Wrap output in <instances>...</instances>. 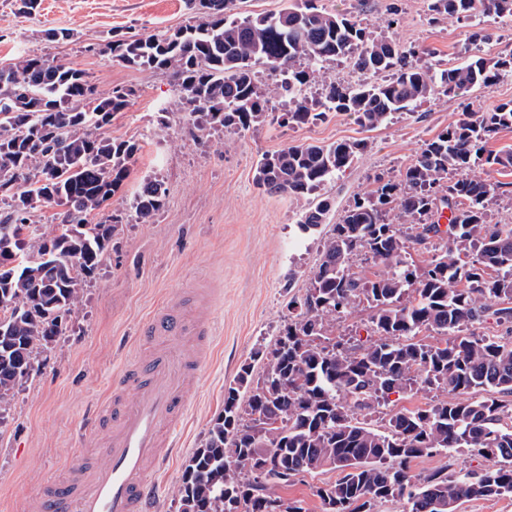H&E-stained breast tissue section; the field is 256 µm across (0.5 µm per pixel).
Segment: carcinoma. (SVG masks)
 Wrapping results in <instances>:
<instances>
[{"label":"carcinoma","mask_w":512,"mask_h":512,"mask_svg":"<svg viewBox=\"0 0 512 512\" xmlns=\"http://www.w3.org/2000/svg\"><path fill=\"white\" fill-rule=\"evenodd\" d=\"M240 0H187L195 22L149 37L113 35L102 53L142 70L167 71L179 90L177 112L158 113L162 128L187 120L206 143L210 131L263 125L271 99L288 100L291 125L347 112L369 132L394 114L437 96L458 97L512 75V53L479 55L488 39L473 25L469 57L450 66L420 62L422 52L355 17L303 0L276 14L244 15ZM432 19L512 17V0H429ZM349 61L363 79L304 88L325 80L327 66ZM268 72L260 84L258 70ZM391 77L381 82L382 73ZM135 91H100L76 67L21 55L0 67V400L25 379L34 354L63 334L83 286L118 230L105 214L130 175L140 145L102 132ZM512 129V101L468 109L425 142L396 178L378 175L322 244L305 295L270 349H258L261 380L243 365L224 390V409L204 445L187 460L177 490L179 512H307L278 495L290 477L324 470L338 478L316 488L322 512H374L403 500L406 512H457L464 501L512 498V225L488 219L502 183L482 177L512 168V152L488 149ZM368 141L304 143L261 154L254 184L306 205L298 224L324 223L330 203L315 194L350 168ZM166 199L162 181L142 182L138 222L150 223ZM58 206L61 232L31 222ZM448 209L449 223H439ZM432 248L423 268L410 250ZM375 268L367 277L353 258ZM368 310L371 339L346 346L332 324ZM493 315L507 336L470 327ZM427 334L433 342L422 339ZM424 408L388 415L381 429L365 417L411 391ZM468 451L492 467L444 465L414 474L421 457Z\"/></svg>","instance_id":"carcinoma-1"}]
</instances>
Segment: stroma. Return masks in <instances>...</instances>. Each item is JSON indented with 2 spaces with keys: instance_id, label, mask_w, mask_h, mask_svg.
<instances>
[{
  "instance_id": "obj_1",
  "label": "stroma",
  "mask_w": 512,
  "mask_h": 512,
  "mask_svg": "<svg viewBox=\"0 0 512 512\" xmlns=\"http://www.w3.org/2000/svg\"><path fill=\"white\" fill-rule=\"evenodd\" d=\"M328 11L370 25L395 20L404 46L435 52L448 64L463 61L468 20L433 21L428 0H320ZM17 0H0V67L27 54L84 70L99 90L130 87L136 95L115 113L109 136L133 139L141 149L130 177L107 209L120 231L87 284L78 309L56 343L34 358L31 376L5 399L0 418V512H27L46 483L66 477L78 455L95 456L101 441L85 432L89 413L101 404L114 376L134 356L137 331L150 312L185 302L199 288H212L206 307L214 325V354L187 388L188 416L175 432L177 452L159 478L158 512H177L175 493L185 462L205 440L224 408V388L245 362L264 363L254 350L274 341L288 316V303L302 297L333 224L376 175H398L427 139L457 119L465 107L490 109L512 101V77L480 87L463 98L440 97L398 114L366 133L346 114L307 125L281 124L280 102L272 120L249 131L214 133L199 144L190 123L160 128L157 114L173 111L170 74L129 68L98 53L113 32L148 36L192 19L186 0H41L25 16ZM67 29V41L48 38ZM369 138L370 149L321 191L331 211L326 224L305 232L301 203L270 195L253 182L259 156L290 145ZM164 181L167 197L151 223H138L132 204L143 178Z\"/></svg>"
}]
</instances>
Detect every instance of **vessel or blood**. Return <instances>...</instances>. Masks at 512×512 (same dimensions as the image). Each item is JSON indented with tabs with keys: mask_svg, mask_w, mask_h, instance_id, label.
Instances as JSON below:
<instances>
[{
	"mask_svg": "<svg viewBox=\"0 0 512 512\" xmlns=\"http://www.w3.org/2000/svg\"><path fill=\"white\" fill-rule=\"evenodd\" d=\"M142 356L124 365L115 379L110 401L95 409L86 425L108 427L106 465L92 471L86 483L67 480L48 484L39 512H151L161 474L175 453L171 432L187 413L185 390L196 362L210 356L197 351L196 361L169 348L175 338L210 337L207 318L192 310L154 312L144 323Z\"/></svg>",
	"mask_w": 512,
	"mask_h": 512,
	"instance_id": "1",
	"label": "vessel or blood"
}]
</instances>
